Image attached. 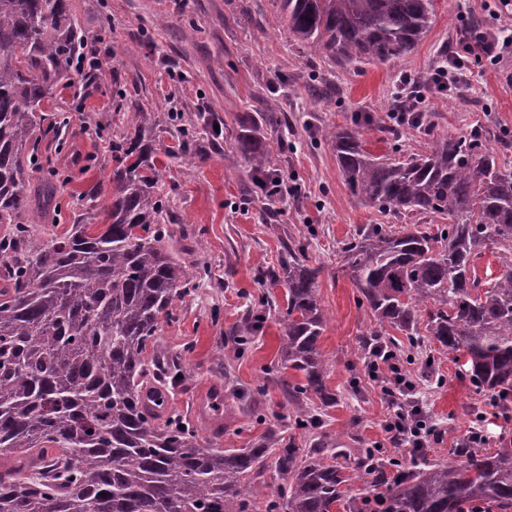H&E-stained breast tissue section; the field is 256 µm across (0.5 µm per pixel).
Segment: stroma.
I'll return each mask as SVG.
<instances>
[{"mask_svg": "<svg viewBox=\"0 0 512 512\" xmlns=\"http://www.w3.org/2000/svg\"><path fill=\"white\" fill-rule=\"evenodd\" d=\"M433 4L434 22L409 54L385 64L336 65L278 27L277 0H70L84 55L112 75L104 83L83 79L57 87L43 102L47 113L66 120L38 141L43 161L67 179L54 231L62 233L82 213L85 192L100 189L99 208L110 203L112 149L99 124L118 129L129 116H150L160 193L173 218L169 231L176 243L195 242L196 264L208 271L194 295L176 302V319L157 340L158 348L183 355L188 371L171 389L169 407L218 447H252L273 424L293 428V406L281 387L298 379L280 360L286 288L257 278L258 269H278L292 235L318 271L328 317L320 346L330 362L326 387L333 398L316 433L293 429L299 447L317 435L348 448L379 449L410 469L424 457H447L475 427L486 433L484 453L512 438V418L500 417L489 397L440 354L433 368L418 361L406 366L437 438L422 453L389 439L383 424L390 408L360 352L373 317L339 266L343 243L361 225L388 226L394 219L350 194L325 129L359 123L367 150L377 155L424 150L427 136L392 127L388 118L399 76L430 74L444 50L455 47L462 26L512 31V14H496L495 0ZM257 112L283 118L264 135L297 195L257 202L247 169L224 163L225 152L237 147L240 121ZM426 115L438 135L485 131L499 162L512 170V55L476 66L471 88L434 94ZM183 135L207 148L189 177L166 154ZM250 310L266 319L233 349L226 333ZM218 384L223 403L214 428L199 406Z\"/></svg>", "mask_w": 512, "mask_h": 512, "instance_id": "1", "label": "stroma"}]
</instances>
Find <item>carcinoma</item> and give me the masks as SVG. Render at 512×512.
<instances>
[{
  "label": "carcinoma",
  "mask_w": 512,
  "mask_h": 512,
  "mask_svg": "<svg viewBox=\"0 0 512 512\" xmlns=\"http://www.w3.org/2000/svg\"><path fill=\"white\" fill-rule=\"evenodd\" d=\"M278 22L312 51L341 64L393 61L432 22V0H277ZM83 36L69 0H0V512H512V442L491 454L457 448L416 472L370 449L352 470L374 498L345 497V467L324 462L328 448H301L269 427L252 448H214L168 411L166 392L185 379L177 354L151 363L145 353L174 304L195 292L188 267L172 255V216L155 188L159 172L145 119L112 135L111 203L104 229L94 208L57 236L46 231L60 173L30 144L56 129L42 108L65 77L80 74ZM261 112L237 133L224 163L245 164L257 186L275 172L262 139ZM350 193L398 219L445 220L430 232L361 227L342 247V270L380 336L412 344L420 332L454 358L462 376L496 407L512 405V170L501 168L484 132L437 136L405 159L364 148L359 124L327 130ZM500 273L475 271L487 250ZM287 289L280 358L301 373L283 382L294 425L314 430L304 405L330 399L328 359L319 340L326 317L317 269L303 246L280 258ZM264 322L248 316L229 333L241 344ZM288 483L267 492V473Z\"/></svg>",
  "instance_id": "1"
}]
</instances>
